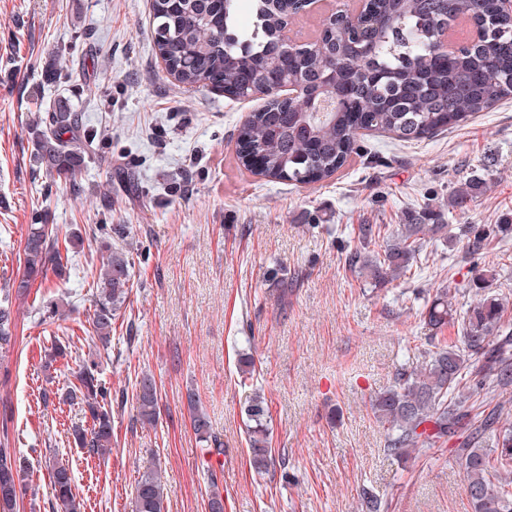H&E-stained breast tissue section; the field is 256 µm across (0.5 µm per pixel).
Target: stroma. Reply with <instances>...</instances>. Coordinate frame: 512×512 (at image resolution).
Returning <instances> with one entry per match:
<instances>
[{"instance_id": "stroma-1", "label": "stroma", "mask_w": 512, "mask_h": 512, "mask_svg": "<svg viewBox=\"0 0 512 512\" xmlns=\"http://www.w3.org/2000/svg\"><path fill=\"white\" fill-rule=\"evenodd\" d=\"M153 36L150 0H0V298L24 271L29 225L83 241L66 278H37L13 299L16 341L0 352V445L26 458L36 490L20 512H52V457L72 465L85 512H132L150 465L166 474L168 512H208L213 482L224 512H362L366 488L385 512H470L457 438L399 460L370 399L429 345L415 315L421 290L455 287L463 303L475 274L497 265L495 287L512 296V236L480 259L463 251L466 226L512 224V99L426 140L364 137L363 157L295 186L237 166L234 134L258 101L179 85ZM62 96L94 134L77 194L36 171L28 129ZM474 177L484 191L449 213V196ZM426 208L448 238L428 243L420 270L381 288L346 271V225L404 224ZM110 222L129 225L140 254L98 359L112 389V452L87 460L71 442L81 405L42 392L66 385L88 352L93 234ZM54 305L58 315L44 319ZM58 339L71 359L50 374L44 355ZM243 352L256 361L248 380ZM144 371L160 392L153 427L136 420ZM256 388L268 399L272 454L287 461L265 476L250 467L242 414ZM191 390L221 440L220 463L203 460Z\"/></svg>"}]
</instances>
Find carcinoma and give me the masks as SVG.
<instances>
[{
  "label": "carcinoma",
  "instance_id": "cac0c4a2",
  "mask_svg": "<svg viewBox=\"0 0 512 512\" xmlns=\"http://www.w3.org/2000/svg\"><path fill=\"white\" fill-rule=\"evenodd\" d=\"M302 0H249L251 23H239L241 0H151L156 54L167 73L186 88H214L247 100L264 85L281 81L299 93L267 101L236 130L240 167L254 176L319 183L333 177L352 156L360 155L363 132L402 141L423 140L459 127L480 112L512 97V17L499 0H370L354 22L308 35L284 53L285 24L304 13ZM465 23L483 32L474 43L452 54L436 48L439 31ZM34 161L47 177L77 186L91 138L82 113L60 98L53 109L29 124ZM483 182L471 179L450 197L451 209L465 212ZM446 224H357L349 235L359 246L345 251L348 270L382 287L407 272L427 242ZM512 224L468 228L467 249L479 256ZM130 227L112 224L94 237L102 259L93 289L88 358L74 382L58 397L78 402L86 424L71 431L73 444L88 455L112 450V390L97 370V350L111 342L112 324L129 297L134 268ZM59 238L47 224H32L25 238L24 274L15 294H27L32 281L51 271L66 273ZM496 269H483L473 280L475 297L459 304L451 288L427 293L419 311L430 339L447 328L456 340L434 343L404 363L395 384L371 399V409L385 428L387 450L403 460L457 433L467 421L471 432L458 443L472 512H512V420L496 395L512 387V316L507 297L490 290ZM14 317L0 304V349L15 343ZM61 341L45 354L43 367L68 360ZM137 420L154 425L159 414L154 377L143 373L133 394ZM190 423L199 441L220 445L195 392L186 395ZM250 466L259 475L275 465L265 393L254 390L244 409ZM52 512H83L69 465H50ZM35 490L28 482L27 460L0 448V512H19ZM167 485L153 465L137 480L133 512H166Z\"/></svg>",
  "mask_w": 512,
  "mask_h": 512
}]
</instances>
